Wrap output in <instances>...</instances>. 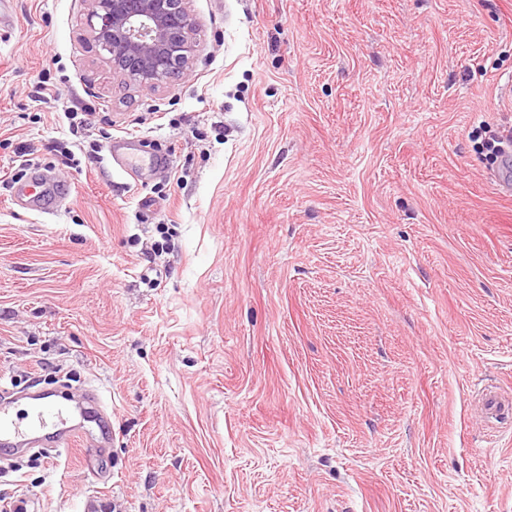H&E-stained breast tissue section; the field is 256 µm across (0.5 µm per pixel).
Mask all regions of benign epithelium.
<instances>
[{"label": "benign epithelium", "mask_w": 512, "mask_h": 512, "mask_svg": "<svg viewBox=\"0 0 512 512\" xmlns=\"http://www.w3.org/2000/svg\"><path fill=\"white\" fill-rule=\"evenodd\" d=\"M88 25L114 73L155 88L190 72L189 0H90Z\"/></svg>", "instance_id": "obj_1"}]
</instances>
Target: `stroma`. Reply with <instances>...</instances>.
<instances>
[{
	"label": "stroma",
	"instance_id": "35a3bbf8",
	"mask_svg": "<svg viewBox=\"0 0 512 512\" xmlns=\"http://www.w3.org/2000/svg\"><path fill=\"white\" fill-rule=\"evenodd\" d=\"M189 77L122 81L89 0L0 29V386L94 389L27 512H512V0H190ZM51 87L39 98V80ZM87 107L83 134L69 108ZM172 157L130 175L102 151ZM66 198L43 213L31 165ZM486 148L492 151V154L495 156L496 160H500L502 165H506L507 163L502 160V157L505 153L506 149H510V161L512 160V127H501L498 131L494 132L491 138L488 139L486 143Z\"/></svg>",
	"mask_w": 512,
	"mask_h": 512
}]
</instances>
